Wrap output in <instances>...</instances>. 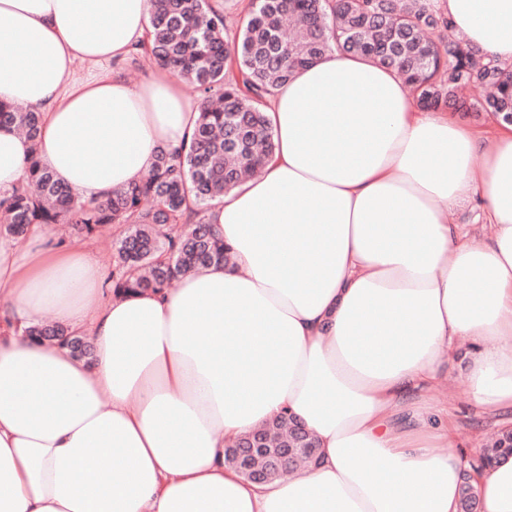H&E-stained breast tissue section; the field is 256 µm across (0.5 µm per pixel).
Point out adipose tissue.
<instances>
[{
  "label": "adipose tissue",
  "mask_w": 512,
  "mask_h": 512,
  "mask_svg": "<svg viewBox=\"0 0 512 512\" xmlns=\"http://www.w3.org/2000/svg\"><path fill=\"white\" fill-rule=\"evenodd\" d=\"M512 64V0H438ZM150 0H0V192L41 165L81 201L190 145L201 102L163 65L129 81ZM272 159L207 214L229 263L115 294L92 248L0 235V512H458L434 401L461 338L480 414L512 412V125L421 109L393 70L327 53L275 89ZM477 204L481 235L449 220ZM52 320L90 360L37 342ZM287 416L319 458L256 484L224 448ZM512 512V456L475 476ZM14 124L16 128L32 143H37L41 133L40 113L21 111L0 101V124Z\"/></svg>",
  "instance_id": "1"
}]
</instances>
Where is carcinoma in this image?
<instances>
[{
  "label": "carcinoma",
  "mask_w": 512,
  "mask_h": 512,
  "mask_svg": "<svg viewBox=\"0 0 512 512\" xmlns=\"http://www.w3.org/2000/svg\"><path fill=\"white\" fill-rule=\"evenodd\" d=\"M150 2L152 26L132 60L150 56L202 90L188 151L160 153L145 180L93 205L79 202L33 155L25 181L0 196V234L22 237L33 224H68L78 237L119 228L112 270L118 293L168 288L181 275L228 261L207 212L273 155L268 97L296 69L328 52L366 55L394 69L425 108L512 122V64L463 42L431 0H251V18L233 38L224 13L209 0ZM476 85L486 89L482 100L457 97ZM2 123L15 125L34 144L40 137L38 112L0 101ZM26 334L57 342L67 330L44 324ZM266 440L269 448L300 447L292 431L278 426L269 427ZM510 454L512 428H505L483 449L482 460ZM459 512H480L468 470Z\"/></svg>",
  "instance_id": "carcinoma-1"
}]
</instances>
